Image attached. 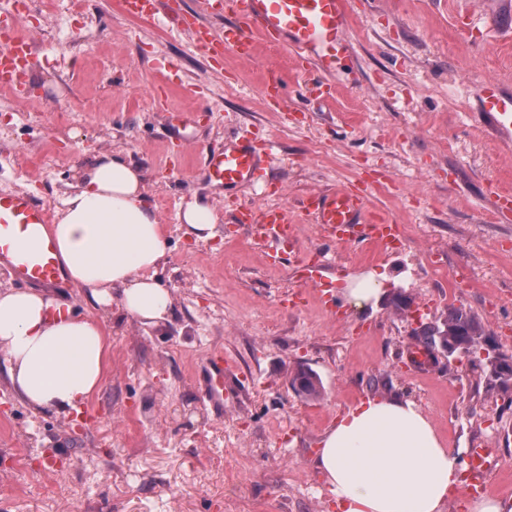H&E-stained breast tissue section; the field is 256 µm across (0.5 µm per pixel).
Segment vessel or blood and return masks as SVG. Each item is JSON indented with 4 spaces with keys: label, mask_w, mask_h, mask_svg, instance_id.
<instances>
[{
    "label": "vessel or blood",
    "mask_w": 512,
    "mask_h": 512,
    "mask_svg": "<svg viewBox=\"0 0 512 512\" xmlns=\"http://www.w3.org/2000/svg\"><path fill=\"white\" fill-rule=\"evenodd\" d=\"M161 0H119L130 18L161 24ZM207 11L220 15L232 11L234 19L225 24L221 35L200 23L195 15L182 14L178 25L193 50L215 63H223L225 53L241 57L255 56L258 46L269 48L284 44L297 61V73L317 66L325 75L316 90L319 96H331L337 78L344 72L353 47L350 0H203ZM12 12H0V88L18 100H26V77L34 68L35 48L27 34L19 30ZM284 80L276 68H266L261 90L266 101L280 104ZM480 109L498 116L503 128L512 129V91L503 81L491 79L477 88ZM198 154L210 183L217 187L251 186L266 175L268 164L276 155L271 142H255L249 131H241L235 141L224 147H200ZM367 190L339 187L306 194L298 206L283 204L274 208L245 207L235 221L248 225L252 234L271 242L269 262L288 264L298 269L303 279L317 288L323 304L336 310L331 289L328 249L353 244L360 251L392 245L398 226L386 215L370 214L365 202ZM319 224L325 248L313 257L301 255L298 244L300 228L306 220ZM51 222L46 206L39 198L25 193L0 191V265L10 267L21 283L44 288L62 287L64 269L58 259ZM208 396L216 408H223L230 391L224 385V361L212 360L208 370ZM489 449H472L468 461V489L484 490L483 475L488 465Z\"/></svg>",
    "instance_id": "obj_1"
}]
</instances>
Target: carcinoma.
I'll return each mask as SVG.
<instances>
[{
  "label": "carcinoma",
  "mask_w": 512,
  "mask_h": 512,
  "mask_svg": "<svg viewBox=\"0 0 512 512\" xmlns=\"http://www.w3.org/2000/svg\"><path fill=\"white\" fill-rule=\"evenodd\" d=\"M419 342L429 351L455 346L473 353L489 344L490 332L477 318L455 306L446 308L440 318L427 324L417 332ZM486 369L499 387H512V354L496 353L487 357ZM292 386L309 399L321 396L323 386L320 378L309 370L300 369L292 378Z\"/></svg>",
  "instance_id": "1"
}]
</instances>
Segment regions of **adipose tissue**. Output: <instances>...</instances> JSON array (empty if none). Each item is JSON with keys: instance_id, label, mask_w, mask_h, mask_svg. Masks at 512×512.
I'll list each match as a JSON object with an SVG mask.
<instances>
[{"instance_id": "adipose-tissue-1", "label": "adipose tissue", "mask_w": 512, "mask_h": 512, "mask_svg": "<svg viewBox=\"0 0 512 512\" xmlns=\"http://www.w3.org/2000/svg\"><path fill=\"white\" fill-rule=\"evenodd\" d=\"M178 219L185 236L215 235L218 215L208 198H194ZM50 232L68 279L93 307L114 305L144 324L171 313V294L156 279L169 239L138 165L95 158L63 197ZM109 364L100 318L77 314L66 298L43 291L0 289V365L28 407L80 411ZM460 455L414 402L369 398L326 431L314 466L340 512H443L452 496L464 500L466 512H512V500L468 496Z\"/></svg>"}]
</instances>
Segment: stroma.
Masks as SVG:
<instances>
[{
  "label": "stroma",
  "mask_w": 512,
  "mask_h": 512,
  "mask_svg": "<svg viewBox=\"0 0 512 512\" xmlns=\"http://www.w3.org/2000/svg\"><path fill=\"white\" fill-rule=\"evenodd\" d=\"M350 70L315 99L303 83L283 111L262 97L261 69L293 73L284 50L223 66L193 52L176 22L125 15L118 0H33L17 24L41 60L30 94L0 91V190L56 210L96 156L140 164L166 228L170 256L156 277L167 320L106 317L111 367L83 422L23 404L0 372V512H337L313 458L334 420L367 398L414 401L452 448H493L489 492L512 498V389L484 360L435 353L424 369L404 351L446 307L480 320L512 354V215L490 186L512 192V145L475 109L477 85L512 81V40L480 37L512 12L461 24L456 0H352ZM69 15L70 25L55 27ZM178 88L160 92L161 63ZM275 142L282 163L261 187L220 192L200 146L237 129ZM382 179L367 208L400 225L401 247L333 251L347 318L326 312L289 266H267L232 207L298 205L312 191ZM212 195L220 220L206 241L178 214ZM373 275L382 294L352 305L345 292ZM412 308L399 312L396 298ZM223 357L238 388L215 411L199 371ZM302 368L324 386L310 400L291 385Z\"/></svg>",
  "instance_id": "obj_1"
}]
</instances>
